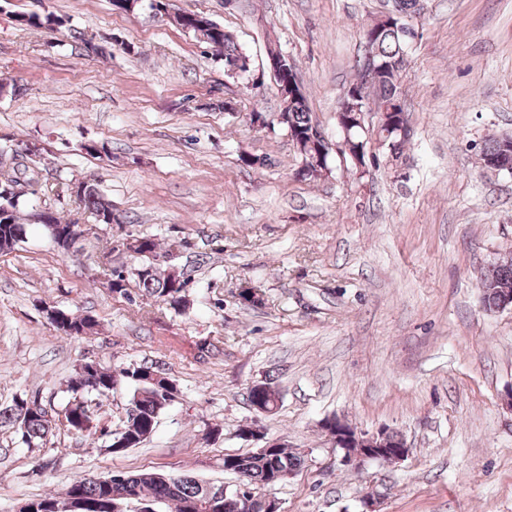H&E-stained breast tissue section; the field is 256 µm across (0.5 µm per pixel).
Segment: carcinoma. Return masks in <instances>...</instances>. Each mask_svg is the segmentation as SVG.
Instances as JSON below:
<instances>
[{
	"label": "carcinoma",
	"mask_w": 512,
	"mask_h": 512,
	"mask_svg": "<svg viewBox=\"0 0 512 512\" xmlns=\"http://www.w3.org/2000/svg\"><path fill=\"white\" fill-rule=\"evenodd\" d=\"M17 17L25 19L27 26L61 27L64 21L52 13L42 17L34 13H19ZM173 22L182 30L194 34L202 42L211 47L224 50V64H234L247 57L234 38L221 25L206 16L195 13L177 14ZM406 20L382 28L376 35V46L380 58L395 60L407 55V41L404 32ZM402 69L390 70L380 75L375 91L374 106L379 112L389 110L392 102L400 98L399 81ZM283 104L288 110V127L294 136H307L311 130H318L307 106V97H284ZM24 178L34 187L40 185L41 174L24 163H19L6 173L5 178L14 180ZM77 187L75 199L84 205L99 224H121L123 219L115 212L112 201L98 188L97 184L87 180H71L62 184V191L68 193L71 187ZM37 223L36 208L28 204L23 197L0 194V252H10L17 246L15 235L26 232L25 221ZM141 246L136 263L129 267V276L122 274L113 276L110 290L125 298H130L128 286L135 282L156 300L181 312L187 307L186 291L188 280L175 279L172 272L162 269L156 263L159 256V243L147 236L140 237ZM482 305L485 311H493L496 305V290L506 288L512 292V259L496 263L484 275L481 281ZM87 317L71 315L56 330L70 337L84 336L95 329V323H86ZM124 379L133 389L131 402L135 405V414L128 417L127 424L119 438L126 442L125 449L135 448L152 434L159 414L169 405L166 392L170 390L173 380L163 374L159 366L151 364H131L120 369L119 374L99 367L93 380L84 378L82 371L66 380V391L72 394L61 411V416L49 418L48 412L41 408L33 410L27 407V399L22 398L13 404L0 407V427L9 426L21 435L23 444L35 447L47 441L57 425L82 436L90 437L96 431L82 427L80 418L86 416L82 400L88 396L106 399L114 390L118 379ZM250 404L261 403L271 405L279 400L278 390L270 382H261L247 393ZM304 463L299 452L289 450L281 445L268 450H255L245 454L224 455V472L235 476L242 475L241 483L250 490L266 487L275 475L298 470ZM78 493L91 505L105 507L106 502L133 503L147 508L161 509L167 505L173 512H186L189 504L197 505L196 512H215L209 507L211 502H219L222 512H241L235 497L237 488L224 489L222 484H213L197 480L189 475H162L154 472L124 474L120 482L107 489L93 478L77 480ZM38 506L36 512H54L55 506H65V500L56 494H47L41 498L28 501V506Z\"/></svg>",
	"instance_id": "obj_1"
}]
</instances>
